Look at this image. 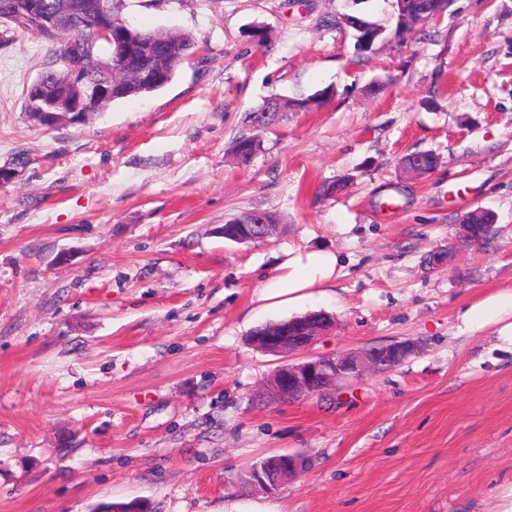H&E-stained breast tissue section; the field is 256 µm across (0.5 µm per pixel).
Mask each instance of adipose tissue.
Masks as SVG:
<instances>
[{"mask_svg":"<svg viewBox=\"0 0 512 512\" xmlns=\"http://www.w3.org/2000/svg\"><path fill=\"white\" fill-rule=\"evenodd\" d=\"M339 259L328 248L316 246L289 252L277 275L263 285V299L293 302L313 288L330 287ZM464 324L491 329L501 348L512 350V289L497 290L470 305L461 314Z\"/></svg>","mask_w":512,"mask_h":512,"instance_id":"1","label":"adipose tissue"}]
</instances>
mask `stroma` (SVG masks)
I'll list each match as a JSON object with an SVG mask.
<instances>
[{
  "instance_id": "1",
  "label": "stroma",
  "mask_w": 512,
  "mask_h": 512,
  "mask_svg": "<svg viewBox=\"0 0 512 512\" xmlns=\"http://www.w3.org/2000/svg\"><path fill=\"white\" fill-rule=\"evenodd\" d=\"M123 13L191 35L194 55L163 90L54 128L24 110L52 43L0 24V512H506L512 352L459 314L512 288V0H455L368 53L332 21L392 27L393 0ZM324 89L234 156L247 112ZM418 152L434 171L407 168ZM478 207L494 224L471 243L459 224ZM251 210L277 213L276 235L225 240ZM316 244L341 259L333 286L262 299L287 252ZM317 311L335 325L313 355L419 349L321 396L256 401L280 359L251 333ZM284 452L310 469L269 496L225 488Z\"/></svg>"
}]
</instances>
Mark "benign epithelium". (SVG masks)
<instances>
[{
  "label": "benign epithelium",
  "instance_id": "obj_1",
  "mask_svg": "<svg viewBox=\"0 0 512 512\" xmlns=\"http://www.w3.org/2000/svg\"><path fill=\"white\" fill-rule=\"evenodd\" d=\"M26 17L45 40L70 29H94L104 41L122 44L125 41L123 25L112 21L111 0H98L93 4H76L74 0H60L50 11L42 0H21L3 18L14 21ZM128 55L110 57L105 66L107 74L97 80H87L80 68L71 67L67 77L57 89L47 95L28 100L27 112L37 124L54 128L60 124H78L93 112H100L112 102L113 94L121 89V82L112 73L127 70ZM271 236L269 224H226L224 238L239 244L258 243ZM330 325L312 320L297 322V333L288 335V325L252 337V345L283 358L275 370L256 392L264 402H284L313 395L327 386L335 387L362 376L367 371L388 370L398 366L416 351L411 340L366 348L359 353L339 352L322 357L305 354ZM311 466L303 454H284L275 457L267 466L257 469L246 482L256 494L271 495L286 480L306 472Z\"/></svg>",
  "mask_w": 512,
  "mask_h": 512
}]
</instances>
